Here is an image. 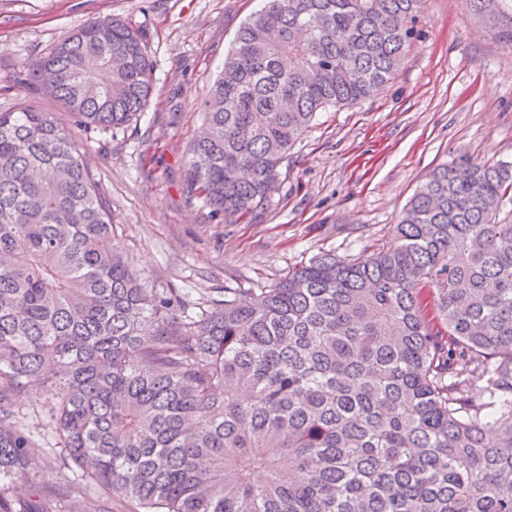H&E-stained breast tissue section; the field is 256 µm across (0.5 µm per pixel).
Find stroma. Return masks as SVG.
<instances>
[{
  "instance_id": "stroma-1",
  "label": "stroma",
  "mask_w": 512,
  "mask_h": 512,
  "mask_svg": "<svg viewBox=\"0 0 512 512\" xmlns=\"http://www.w3.org/2000/svg\"><path fill=\"white\" fill-rule=\"evenodd\" d=\"M261 0H0V112L28 103L64 127L60 104L16 73L72 31L118 17L144 38L155 92L137 124L82 143L112 202L118 249L150 288H180L188 313L220 288H254L323 251L345 259L394 245L416 187L465 151L512 158V49L487 38L463 0H426L421 33L374 97L317 113L270 204L224 224L186 191L184 157L202 102L240 25Z\"/></svg>"
}]
</instances>
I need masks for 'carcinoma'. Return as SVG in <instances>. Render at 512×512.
<instances>
[{
	"label": "carcinoma",
	"instance_id": "carcinoma-1",
	"mask_svg": "<svg viewBox=\"0 0 512 512\" xmlns=\"http://www.w3.org/2000/svg\"><path fill=\"white\" fill-rule=\"evenodd\" d=\"M426 0H266L238 29L184 159L235 224L329 106L395 78ZM512 48V0H466ZM75 117L0 112V512H512V160L434 169L398 244L226 288L200 319L116 253L80 136L154 91L140 31L95 19L24 63ZM40 388L60 467L42 490L17 407Z\"/></svg>",
	"mask_w": 512,
	"mask_h": 512
}]
</instances>
